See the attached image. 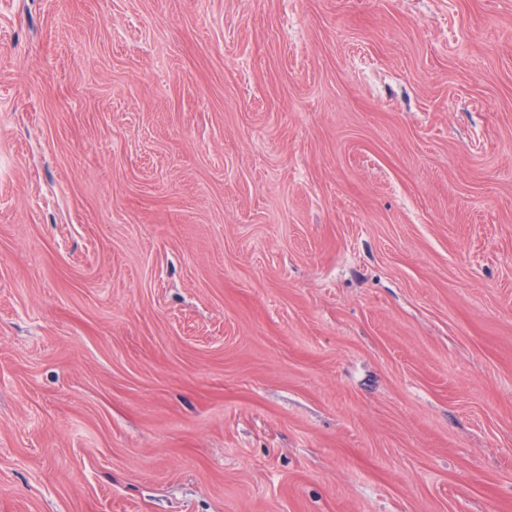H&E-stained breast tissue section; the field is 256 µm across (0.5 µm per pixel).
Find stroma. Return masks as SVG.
I'll list each match as a JSON object with an SVG mask.
<instances>
[{
    "instance_id": "35a3bbf8",
    "label": "stroma",
    "mask_w": 512,
    "mask_h": 512,
    "mask_svg": "<svg viewBox=\"0 0 512 512\" xmlns=\"http://www.w3.org/2000/svg\"><path fill=\"white\" fill-rule=\"evenodd\" d=\"M0 512H512V0H0Z\"/></svg>"
}]
</instances>
